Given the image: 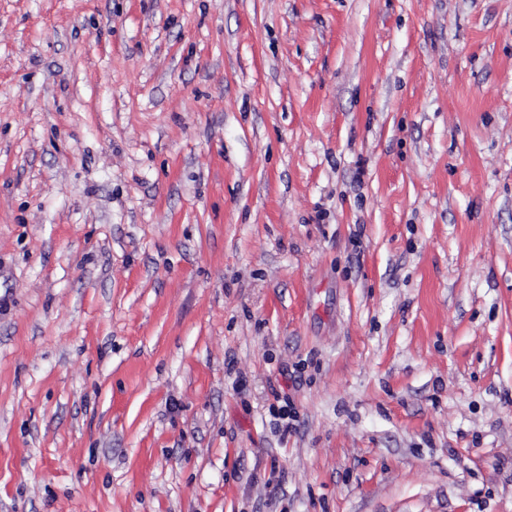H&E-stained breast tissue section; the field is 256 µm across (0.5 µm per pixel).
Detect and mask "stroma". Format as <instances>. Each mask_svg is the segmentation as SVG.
<instances>
[{"label":"stroma","mask_w":512,"mask_h":512,"mask_svg":"<svg viewBox=\"0 0 512 512\" xmlns=\"http://www.w3.org/2000/svg\"><path fill=\"white\" fill-rule=\"evenodd\" d=\"M0 512H512V0H0Z\"/></svg>","instance_id":"35a3bbf8"}]
</instances>
